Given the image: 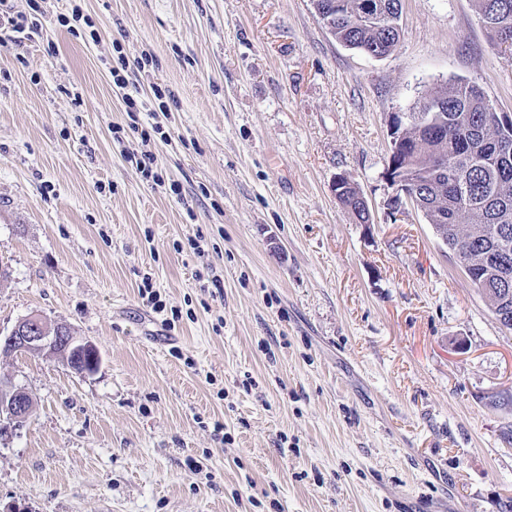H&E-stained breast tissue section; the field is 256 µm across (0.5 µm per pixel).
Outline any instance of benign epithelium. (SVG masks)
I'll return each instance as SVG.
<instances>
[{"label": "benign epithelium", "instance_id": "obj_1", "mask_svg": "<svg viewBox=\"0 0 512 512\" xmlns=\"http://www.w3.org/2000/svg\"><path fill=\"white\" fill-rule=\"evenodd\" d=\"M30 354L52 357L72 369L90 356L93 374L101 362L97 346L77 335L63 323L51 322L40 314L19 319L11 330L0 332V356ZM33 401L30 395L10 379L0 377V437L12 432L30 416Z\"/></svg>", "mask_w": 512, "mask_h": 512}]
</instances>
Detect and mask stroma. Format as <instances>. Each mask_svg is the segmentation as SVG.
<instances>
[{
  "instance_id": "obj_1",
  "label": "stroma",
  "mask_w": 512,
  "mask_h": 512,
  "mask_svg": "<svg viewBox=\"0 0 512 512\" xmlns=\"http://www.w3.org/2000/svg\"><path fill=\"white\" fill-rule=\"evenodd\" d=\"M43 7L31 38L28 0L0 18V330L38 313L102 360L0 357L34 403L0 439V512H500L512 332L386 178L394 118L430 93L512 113L474 0H403L382 58L312 0ZM76 7L97 40L68 33ZM121 55L149 61L123 92ZM345 184L347 187L343 190L342 194L337 197V199L345 208L352 212L359 223L369 222L371 218L369 207H366L361 200V195L357 191L356 187L352 186L348 182Z\"/></svg>"
}]
</instances>
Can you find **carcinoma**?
<instances>
[{
    "label": "carcinoma",
    "instance_id": "carcinoma-1",
    "mask_svg": "<svg viewBox=\"0 0 512 512\" xmlns=\"http://www.w3.org/2000/svg\"><path fill=\"white\" fill-rule=\"evenodd\" d=\"M331 34L373 57L391 53L400 39L402 0H313ZM479 22L491 36L512 38V0H475ZM437 105L412 124L398 151L405 162V190L443 236L501 325L512 331V153L499 151L486 96L460 84L429 95ZM339 202L361 223L370 221L356 187Z\"/></svg>",
    "mask_w": 512,
    "mask_h": 512
}]
</instances>
